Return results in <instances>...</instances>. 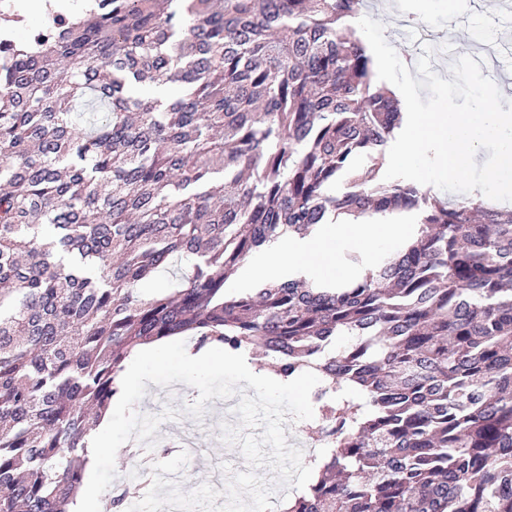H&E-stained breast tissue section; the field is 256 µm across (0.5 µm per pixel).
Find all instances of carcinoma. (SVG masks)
Instances as JSON below:
<instances>
[{"label":"carcinoma","mask_w":512,"mask_h":512,"mask_svg":"<svg viewBox=\"0 0 512 512\" xmlns=\"http://www.w3.org/2000/svg\"><path fill=\"white\" fill-rule=\"evenodd\" d=\"M359 2L90 0L0 44V512H69L86 411L187 335L319 378V477L280 512H512V207L377 180L402 112L336 27ZM414 209L352 281L226 291L281 237Z\"/></svg>","instance_id":"cac0c4a2"}]
</instances>
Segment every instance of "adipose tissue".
Here are the masks:
<instances>
[{
    "label": "adipose tissue",
    "instance_id": "obj_1",
    "mask_svg": "<svg viewBox=\"0 0 512 512\" xmlns=\"http://www.w3.org/2000/svg\"><path fill=\"white\" fill-rule=\"evenodd\" d=\"M405 231V226L400 224H331L317 238L288 237L277 241L271 249L268 263L256 268L253 275L264 280H279L288 276L292 267L308 263L314 256L326 260L328 267L334 268L338 265L337 247L341 241H352L369 255L376 241Z\"/></svg>",
    "mask_w": 512,
    "mask_h": 512
}]
</instances>
